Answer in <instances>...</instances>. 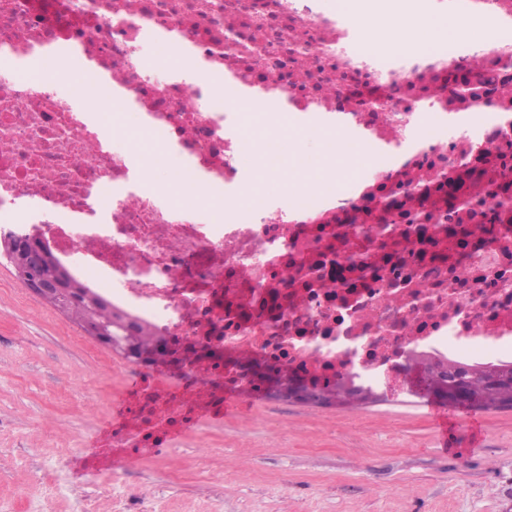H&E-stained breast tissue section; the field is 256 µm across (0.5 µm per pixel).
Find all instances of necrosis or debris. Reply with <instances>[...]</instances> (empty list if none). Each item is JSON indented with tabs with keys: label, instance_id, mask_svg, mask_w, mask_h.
I'll list each match as a JSON object with an SVG mask.
<instances>
[{
	"label": "necrosis or debris",
	"instance_id": "necrosis-or-debris-1",
	"mask_svg": "<svg viewBox=\"0 0 512 512\" xmlns=\"http://www.w3.org/2000/svg\"><path fill=\"white\" fill-rule=\"evenodd\" d=\"M433 2L464 24L512 27V0ZM362 39L325 0H0V233L39 241L161 336L180 382L173 393L145 373L115 446L163 447L230 395L265 397L281 366L318 389L386 390L410 356L512 362V208L500 205L512 199V39L382 58ZM163 43L223 78V94L156 73L144 51ZM44 56L85 64L155 147L199 163L223 223L146 189L134 151L104 138L65 75L19 79ZM465 79L490 111L458 97ZM241 88L392 160L353 192L241 207Z\"/></svg>",
	"mask_w": 512,
	"mask_h": 512
}]
</instances>
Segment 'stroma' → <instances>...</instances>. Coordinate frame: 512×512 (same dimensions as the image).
I'll return each instance as SVG.
<instances>
[{
  "instance_id": "1",
  "label": "stroma",
  "mask_w": 512,
  "mask_h": 512,
  "mask_svg": "<svg viewBox=\"0 0 512 512\" xmlns=\"http://www.w3.org/2000/svg\"><path fill=\"white\" fill-rule=\"evenodd\" d=\"M0 260V512H505L512 410L461 408L440 432L420 397L359 407L232 399L164 453L113 454L137 370Z\"/></svg>"
}]
</instances>
